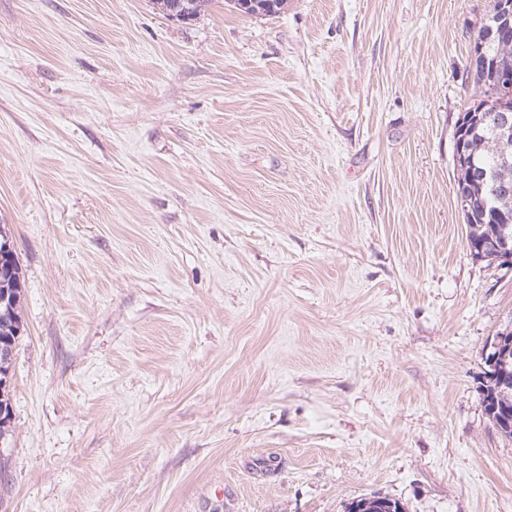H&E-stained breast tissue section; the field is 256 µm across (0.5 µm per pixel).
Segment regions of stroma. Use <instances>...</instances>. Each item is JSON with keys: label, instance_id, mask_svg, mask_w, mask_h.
<instances>
[{"label": "stroma", "instance_id": "1", "mask_svg": "<svg viewBox=\"0 0 512 512\" xmlns=\"http://www.w3.org/2000/svg\"><path fill=\"white\" fill-rule=\"evenodd\" d=\"M490 5L0 0V512H512L453 163ZM257 1L260 5H256L254 8H244L242 3L243 0H228L226 3H230L233 9L238 13L245 15H273L279 13L283 6L286 4V0H249ZM5 239L9 240L6 241ZM5 240L2 249L0 248V276L5 273L8 277L13 272L12 263V244L7 236L6 232L0 228V241ZM15 256V264L17 271L15 275H12L7 280L0 278V296L3 291L6 290V294L2 298V302L6 301L5 306L0 304V342L1 340H7L10 344L0 345V357H7L12 362L13 350L12 343L16 348L20 334V321H19V307L21 301V282L19 275V260L16 251L13 249Z\"/></svg>", "mask_w": 512, "mask_h": 512}]
</instances>
